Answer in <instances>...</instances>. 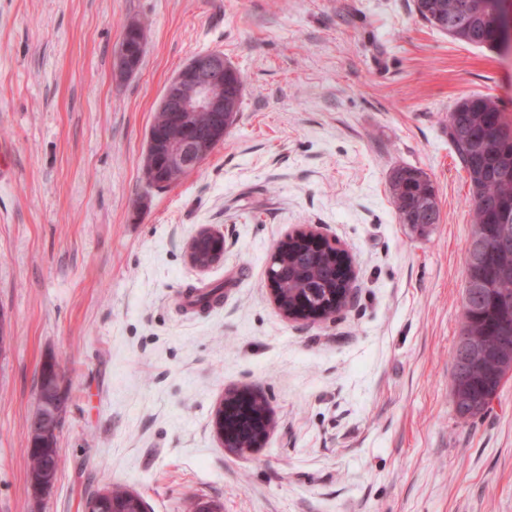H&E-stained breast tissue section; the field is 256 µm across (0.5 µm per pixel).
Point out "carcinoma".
I'll return each mask as SVG.
<instances>
[{"mask_svg":"<svg viewBox=\"0 0 512 512\" xmlns=\"http://www.w3.org/2000/svg\"><path fill=\"white\" fill-rule=\"evenodd\" d=\"M497 0H415V10L431 27L451 38L476 47L495 48ZM224 100L233 106L224 122V132L236 124L242 103L243 79L238 70L224 77ZM150 129L166 140H179L185 133L172 112L159 110ZM448 140L459 165L466 171L472 210L470 240L483 238L484 250L466 254L465 268L472 277L491 284L483 294L472 297L464 286L461 331L478 338L482 351L471 360L469 374L459 377L451 371L450 402L473 419L486 413L503 385L512 379V251L497 248L500 231L512 229V119L496 101L474 94L458 101L448 112ZM393 204L403 224H411L420 236L439 223L440 210L430 179L420 169L401 167L390 181ZM333 247H287L282 241L273 256L271 271L281 291L283 304L297 309L302 300L311 307L323 303L339 312L346 303L338 298V282L345 277L333 258ZM59 363H43L40 383L53 386L47 405L36 408L26 432L29 483L45 491L56 481L59 466L57 433L68 407L67 389L57 383ZM132 502L130 491L120 485L87 500L88 512H113L112 500Z\"/></svg>","mask_w":512,"mask_h":512,"instance_id":"carcinoma-1","label":"carcinoma"}]
</instances>
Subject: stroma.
<instances>
[{"label": "stroma", "mask_w": 512, "mask_h": 512, "mask_svg": "<svg viewBox=\"0 0 512 512\" xmlns=\"http://www.w3.org/2000/svg\"><path fill=\"white\" fill-rule=\"evenodd\" d=\"M132 21L144 54L122 77ZM212 51L244 79L238 121L151 188L164 88ZM473 94L512 118V53L453 40L414 0H0V512H86L115 482L148 512H512V380L468 421L449 400L471 215L448 113ZM402 166L437 191L429 236L396 213ZM204 227L224 256L202 271ZM308 227L355 262L325 323L288 320L267 286ZM218 284L221 303L185 311ZM50 355L70 402L38 494L22 448ZM243 387L274 427L239 455L213 418ZM205 241L211 244V248L209 250L207 261L204 263L205 267L201 268V270L206 269L207 266L217 263L224 254V237L211 228L204 227L199 231L197 239L193 240L189 245L188 259L191 264L198 257L199 249Z\"/></svg>", "instance_id": "35a3bbf8"}]
</instances>
